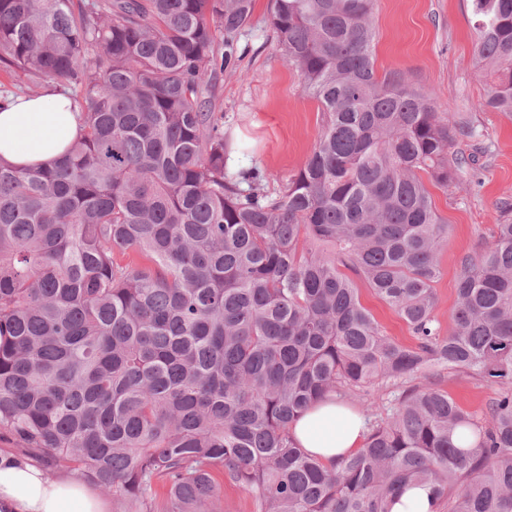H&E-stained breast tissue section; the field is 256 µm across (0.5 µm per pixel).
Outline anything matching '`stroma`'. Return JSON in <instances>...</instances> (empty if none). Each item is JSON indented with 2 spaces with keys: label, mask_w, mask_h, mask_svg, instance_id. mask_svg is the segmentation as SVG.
Segmentation results:
<instances>
[{
  "label": "stroma",
  "mask_w": 512,
  "mask_h": 512,
  "mask_svg": "<svg viewBox=\"0 0 512 512\" xmlns=\"http://www.w3.org/2000/svg\"><path fill=\"white\" fill-rule=\"evenodd\" d=\"M268 17V0H254L240 40L238 69L219 76L215 99L225 127L251 148L243 166L274 174L268 190L275 195L283 178L295 174L312 151L321 112L319 103L303 92L299 72L282 57ZM374 19L378 75L399 72L414 86L436 93L438 111L471 120L491 146L489 155L476 163L475 182L430 189L448 226L439 251L443 275L434 285L440 331L445 334L452 328L449 314L456 303L462 259L490 241L502 207L512 205V120L478 107L487 92V78L472 55L474 19L467 0H377ZM356 286L384 333L398 344H412L406 323L395 311L364 281ZM436 383L461 407L480 415L497 392L469 373L448 369L439 370Z\"/></svg>",
  "instance_id": "stroma-1"
}]
</instances>
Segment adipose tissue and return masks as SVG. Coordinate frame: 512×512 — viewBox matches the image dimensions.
Instances as JSON below:
<instances>
[{
  "mask_svg": "<svg viewBox=\"0 0 512 512\" xmlns=\"http://www.w3.org/2000/svg\"><path fill=\"white\" fill-rule=\"evenodd\" d=\"M79 134V115L58 90L0 100L2 162L50 166ZM291 433L304 451L330 465L362 448L368 428L362 415L331 395L309 407ZM0 512H107V505L77 477L53 478L32 460L0 453Z\"/></svg>",
  "mask_w": 512,
  "mask_h": 512,
  "instance_id": "ef3b65f1",
  "label": "adipose tissue"
}]
</instances>
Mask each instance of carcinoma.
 Returning a JSON list of instances; mask_svg holds the SVG:
<instances>
[{"instance_id":"1","label":"carcinoma","mask_w":512,"mask_h":512,"mask_svg":"<svg viewBox=\"0 0 512 512\" xmlns=\"http://www.w3.org/2000/svg\"><path fill=\"white\" fill-rule=\"evenodd\" d=\"M269 4L322 111L275 196L231 169L214 106L253 0H0L5 73L72 89L82 125L48 168L0 164V432L117 512H224L226 481L258 512H390L409 482L444 512H512V220L463 258L448 335L435 314L448 225L425 180L474 173L456 144L482 134L377 75L375 0ZM470 9L481 107L511 116L512 0ZM445 368L498 388L484 416L431 385ZM328 394L389 404L330 467L291 436ZM351 278L360 291L363 305L368 308L381 325L384 333L394 342L401 345H411L414 340L406 323L386 303L378 299L367 287L364 281L352 271L342 269Z\"/></svg>"}]
</instances>
